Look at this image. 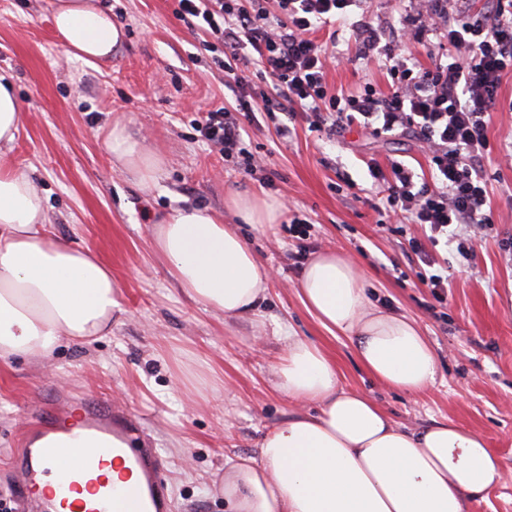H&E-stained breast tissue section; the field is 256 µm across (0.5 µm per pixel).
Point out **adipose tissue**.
Here are the masks:
<instances>
[{"label":"adipose tissue","mask_w":512,"mask_h":512,"mask_svg":"<svg viewBox=\"0 0 512 512\" xmlns=\"http://www.w3.org/2000/svg\"><path fill=\"white\" fill-rule=\"evenodd\" d=\"M53 21L68 53L87 63L111 57L123 39L97 0H56ZM22 119L12 76L0 72V147L14 142ZM109 143L141 189L151 190L159 159L144 155L117 124ZM227 206L237 223L275 224L282 214L272 197L234 194ZM236 225L187 207L151 229L181 291L223 319L258 314L270 279ZM297 292L331 334L353 338L375 380L408 395L434 384L438 363L427 337L406 315L370 302L349 258L315 255ZM122 311L111 268L51 236L31 180L0 158V359L92 343L111 333ZM274 374L298 407L255 453L225 459L230 512H468L504 481L502 462L481 435L448 420L398 425L367 395L341 389L334 360L313 344L289 338Z\"/></svg>","instance_id":"adipose-tissue-1"}]
</instances>
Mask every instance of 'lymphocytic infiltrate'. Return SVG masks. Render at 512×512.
I'll return each mask as SVG.
<instances>
[{
    "instance_id": "1",
    "label": "lymphocytic infiltrate",
    "mask_w": 512,
    "mask_h": 512,
    "mask_svg": "<svg viewBox=\"0 0 512 512\" xmlns=\"http://www.w3.org/2000/svg\"><path fill=\"white\" fill-rule=\"evenodd\" d=\"M267 0H178L176 14L204 32L225 76L234 104L207 111L198 125L202 137L224 157H236L244 171L259 161L244 145L241 121L255 112L283 114L277 132L287 137L291 122L305 119L313 132L333 136L356 126L376 137L415 133L425 144L433 182L419 180L404 162L389 172L374 170L387 194L374 210L395 220V231L425 265L420 280L437 302L448 298V270L407 230L430 231L431 242L447 236L460 257L491 229L492 211L485 165L501 148L488 137L504 75L512 74V0H486L482 9L449 14L448 0H419L402 30L383 29L367 18L353 19L362 0H279L271 15ZM343 22L351 30L355 58L381 59L392 83L330 90L327 71L335 54L314 39L315 29ZM432 58L415 63L413 48Z\"/></svg>"
}]
</instances>
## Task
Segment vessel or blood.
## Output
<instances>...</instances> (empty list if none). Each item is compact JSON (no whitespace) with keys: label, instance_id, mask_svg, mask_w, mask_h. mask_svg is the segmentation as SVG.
Masks as SVG:
<instances>
[{"label":"vessel or blood","instance_id":"b4317fda","mask_svg":"<svg viewBox=\"0 0 512 512\" xmlns=\"http://www.w3.org/2000/svg\"><path fill=\"white\" fill-rule=\"evenodd\" d=\"M63 454L69 468L59 475L56 493L44 499V512H172L157 453L139 447L135 428L109 407H74L63 418L38 421L18 451L24 488L38 491L51 462ZM112 455L139 473L137 487L115 491L105 471Z\"/></svg>","mask_w":512,"mask_h":512}]
</instances>
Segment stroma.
<instances>
[{
  "instance_id": "35a3bbf8",
  "label": "stroma",
  "mask_w": 512,
  "mask_h": 512,
  "mask_svg": "<svg viewBox=\"0 0 512 512\" xmlns=\"http://www.w3.org/2000/svg\"><path fill=\"white\" fill-rule=\"evenodd\" d=\"M125 29L110 59L71 57L52 23V0H0V69L14 76L23 123L1 154L27 173L42 197L51 234L92 250L122 289L124 311L112 334L53 355L0 361V512H20L21 473L11 456L28 422L56 407L58 394L110 401L165 463L173 512H226L213 474L228 454L252 453L260 437L294 409L274 387L273 368L292 335L323 348L339 382L379 403L397 423L450 420L484 435L506 481L468 512H512V166H487L494 228L473 242L471 260L448 254V299L438 303L418 276L419 262L399 234L377 223L381 187L370 165L399 160L429 174L409 134L378 143L359 128L341 137L296 121L290 138L269 119L246 125L247 148L263 168L246 174L196 130L208 109L232 103L202 32L175 14L176 0H101ZM332 88L372 84L388 91L375 59L332 68ZM158 156L157 185L143 191L114 160V123ZM271 196L280 223L239 226L271 273L257 316L221 320L185 297L151 247L158 215L197 207L235 217L233 194ZM306 222V234L290 221ZM334 250L351 258L369 299L414 318L434 346L436 381L411 397L385 388L360 364L349 337L332 336L305 309L293 255Z\"/></svg>"
}]
</instances>
